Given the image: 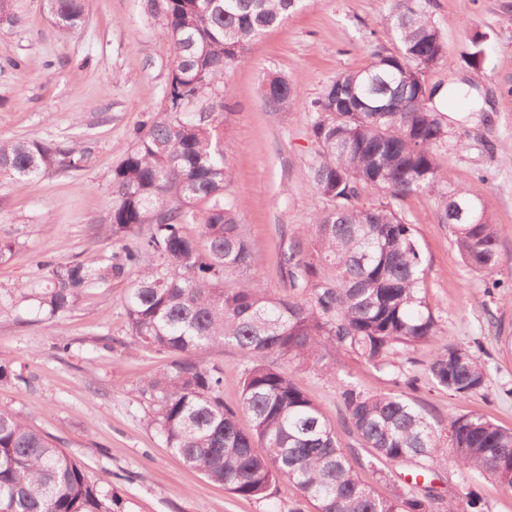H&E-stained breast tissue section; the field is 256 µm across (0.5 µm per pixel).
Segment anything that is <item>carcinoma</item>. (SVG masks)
<instances>
[{
    "instance_id": "carcinoma-1",
    "label": "carcinoma",
    "mask_w": 512,
    "mask_h": 512,
    "mask_svg": "<svg viewBox=\"0 0 512 512\" xmlns=\"http://www.w3.org/2000/svg\"><path fill=\"white\" fill-rule=\"evenodd\" d=\"M300 3L145 0L174 58L166 110L147 130H135V148L112 171L105 223L120 247L98 267L46 262L49 275L29 288L59 314L82 291L136 273L126 302L131 334L148 350L177 356L141 389L157 402L154 422L186 465L236 496L265 499L282 479L315 512H484L470 488L462 505H443L431 465L446 457L461 474L512 491L511 429L477 414L439 427L401 393L370 395L342 385L350 427L371 449L368 463L416 466L412 482L382 496L362 483L320 409L283 368L311 363L334 377L327 351L341 346L383 369L399 350L433 342L439 319L422 295V255L396 201L433 200L466 265L487 275L498 267L497 229L485 200L453 184L438 164L437 151L452 132L434 101L438 89L425 80L448 52L431 0H391L394 49L375 48L365 67L337 75L306 104L284 76L261 85L270 108L302 104L313 113L311 176L326 205L302 227L312 252L284 256L288 294H273L252 276L258 255L239 221L242 203L226 194L232 173L222 129L224 73ZM44 8L65 31L84 23L85 0H44ZM483 44L475 35L464 55L474 70L483 63ZM85 162L75 148L0 139L1 182L78 171ZM366 188L380 200L364 204ZM187 224L199 233H186ZM147 256L159 263L142 265ZM218 343L240 353L235 409L224 406L220 372L206 365ZM426 374L451 396L477 395L487 384L479 357L452 345L429 355ZM241 413L251 419L248 431L238 425ZM118 504L74 458L0 411V512H115Z\"/></svg>"
}]
</instances>
